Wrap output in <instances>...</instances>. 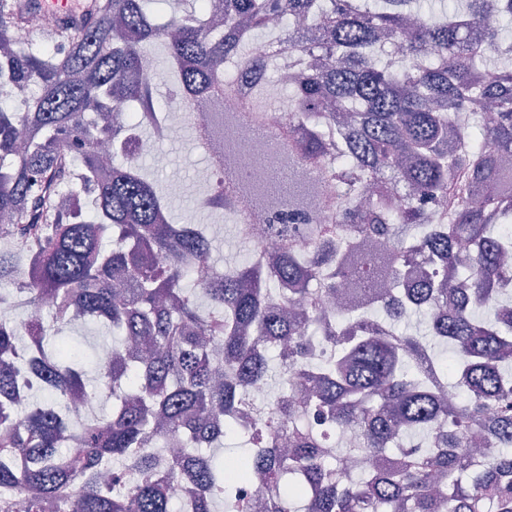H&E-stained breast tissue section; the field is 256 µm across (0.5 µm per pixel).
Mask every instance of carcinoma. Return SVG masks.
I'll return each instance as SVG.
<instances>
[{
  "instance_id": "obj_1",
  "label": "carcinoma",
  "mask_w": 512,
  "mask_h": 512,
  "mask_svg": "<svg viewBox=\"0 0 512 512\" xmlns=\"http://www.w3.org/2000/svg\"><path fill=\"white\" fill-rule=\"evenodd\" d=\"M179 2L157 23L151 0H94L37 30V0H0V233L23 254H0V281L30 296L27 320H0V454L29 460L0 465V512H175L176 485L189 512H247L256 477L267 512H512V296L494 288L512 273V192L497 181L512 160V0H448L440 14L425 0ZM157 48L196 148H223L201 202L256 219L251 235L238 225L240 264L217 268L205 227L176 223L138 164L143 134L157 136L139 112L163 111L142 77ZM285 67L277 100L267 73ZM225 98L237 111L195 115ZM240 125L277 147L250 151L230 135ZM104 128L126 164H102ZM258 236L288 248L265 252ZM408 280L391 300L380 291ZM343 284L333 325L319 293ZM411 314L451 358L400 330ZM89 322L120 337L97 381L109 417L62 403L86 382L56 337ZM316 339L330 358L309 357ZM271 353L285 375L309 370L292 409L284 393L248 402ZM23 366L47 374L50 398L18 421ZM436 374L458 392L446 410ZM246 403L242 428L209 415ZM338 432L359 444L330 456ZM485 432L498 448L481 460ZM230 434L245 447L235 476L214 452ZM171 440L181 452L159 470ZM357 449L383 463L343 481Z\"/></svg>"
}]
</instances>
